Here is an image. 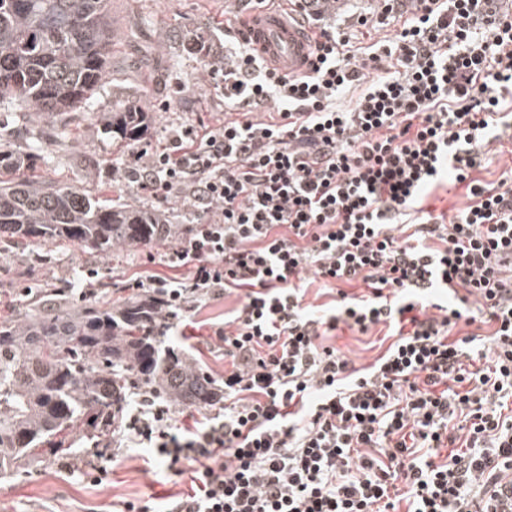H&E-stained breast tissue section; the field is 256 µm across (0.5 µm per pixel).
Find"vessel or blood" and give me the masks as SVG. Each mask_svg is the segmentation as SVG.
Returning <instances> with one entry per match:
<instances>
[{"label":"vessel or blood","mask_w":512,"mask_h":512,"mask_svg":"<svg viewBox=\"0 0 512 512\" xmlns=\"http://www.w3.org/2000/svg\"><path fill=\"white\" fill-rule=\"evenodd\" d=\"M243 31L268 64L288 74L304 73L309 55L306 32L279 13L265 8L251 9Z\"/></svg>","instance_id":"1"}]
</instances>
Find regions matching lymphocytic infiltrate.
<instances>
[{"label":"lymphocytic infiltrate","mask_w":512,"mask_h":512,"mask_svg":"<svg viewBox=\"0 0 512 512\" xmlns=\"http://www.w3.org/2000/svg\"><path fill=\"white\" fill-rule=\"evenodd\" d=\"M379 2L357 19L380 35L365 45L333 0H257L306 22L309 71L197 38L221 119L130 153L125 178L183 204L185 235L123 290L170 329L203 300L239 305L212 327L226 406L185 428L140 388L97 460L68 456L90 476L121 447L194 465L191 493L127 512H512V172L474 176L512 130V6ZM448 174L468 190L449 220L424 207ZM316 281L332 305L305 304ZM342 326L391 343L356 367L324 343Z\"/></svg>","instance_id":"lymphocytic-infiltrate-1"}]
</instances>
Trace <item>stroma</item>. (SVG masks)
Returning <instances> with one entry per match:
<instances>
[{
    "instance_id": "35a3bbf8",
    "label": "stroma",
    "mask_w": 512,
    "mask_h": 512,
    "mask_svg": "<svg viewBox=\"0 0 512 512\" xmlns=\"http://www.w3.org/2000/svg\"><path fill=\"white\" fill-rule=\"evenodd\" d=\"M224 9V0H109L114 49L106 82L92 107L67 126L59 117L38 114L29 106L0 111V140L8 149L26 154L37 139L54 135L37 162L45 180L73 184L130 206L150 204V197L119 173L129 147L114 141L107 130L112 104L130 100L146 112L139 144L150 149L163 145L167 131L177 125L198 117L213 121L221 107L204 88L202 60L188 53L187 45L207 34L217 42L233 43V35L213 24ZM144 59L149 68H141ZM180 82L185 91H177ZM166 102L171 105L167 111L162 108ZM176 244L172 238L164 246L123 245L105 255L80 245L0 242V321H22L31 299L46 288L68 289L71 303H78L77 288L86 267L98 270L112 299H121L114 280L147 269L148 254ZM26 288L31 291L27 297L22 294ZM167 343L194 359L213 380L223 377L224 354L207 337L186 339L173 333ZM326 343L359 367L368 366L386 349L380 337L347 329L337 330ZM190 488V474L173 475L145 448L118 453L99 484L68 472L60 457L46 456L22 465L20 474L0 476V512H125L127 502L154 498L162 503Z\"/></svg>"
}]
</instances>
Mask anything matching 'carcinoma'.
<instances>
[{
	"label": "carcinoma",
	"instance_id": "carcinoma-1",
	"mask_svg": "<svg viewBox=\"0 0 512 512\" xmlns=\"http://www.w3.org/2000/svg\"><path fill=\"white\" fill-rule=\"evenodd\" d=\"M108 0H0V110L23 104L67 117L91 106L112 51ZM145 113L112 106L109 131L137 142ZM35 165L0 148V240L80 245L110 253L121 245L163 243L175 229L153 209L114 205L66 183H47ZM158 303L149 296L72 309L60 294L0 323V475L55 450L71 434L111 419L132 386L200 406L214 398L204 371L152 336Z\"/></svg>",
	"mask_w": 512,
	"mask_h": 512
}]
</instances>
